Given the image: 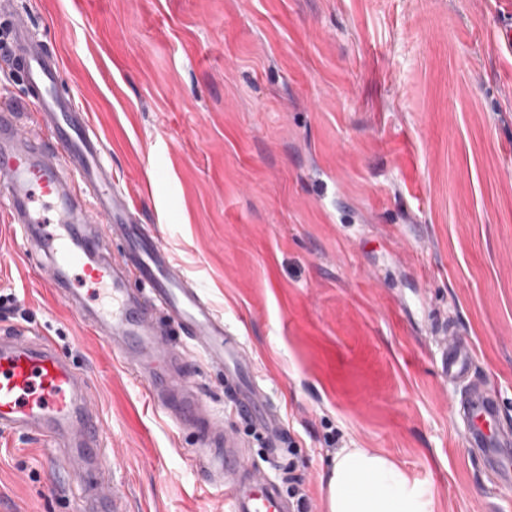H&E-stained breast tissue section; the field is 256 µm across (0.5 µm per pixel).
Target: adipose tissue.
I'll list each match as a JSON object with an SVG mask.
<instances>
[{
    "label": "adipose tissue",
    "instance_id": "ef3b65f1",
    "mask_svg": "<svg viewBox=\"0 0 512 512\" xmlns=\"http://www.w3.org/2000/svg\"><path fill=\"white\" fill-rule=\"evenodd\" d=\"M328 512H433L427 490L411 485L387 456L369 448L341 449L326 481Z\"/></svg>",
    "mask_w": 512,
    "mask_h": 512
}]
</instances>
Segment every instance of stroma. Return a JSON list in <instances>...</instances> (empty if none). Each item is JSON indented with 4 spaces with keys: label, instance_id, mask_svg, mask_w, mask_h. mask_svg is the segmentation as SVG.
I'll use <instances>...</instances> for the list:
<instances>
[{
    "label": "stroma",
    "instance_id": "35a3bbf8",
    "mask_svg": "<svg viewBox=\"0 0 512 512\" xmlns=\"http://www.w3.org/2000/svg\"><path fill=\"white\" fill-rule=\"evenodd\" d=\"M64 62L112 169L252 358L293 447L234 413L224 368L168 342L244 466L326 512L339 448H372L434 512H512L437 360L457 339L512 432V0H12ZM151 181L142 194L141 181ZM0 211V329L52 337L87 379L124 512H225L198 433L46 288ZM75 455L0 437V512H72Z\"/></svg>",
    "mask_w": 512,
    "mask_h": 512
}]
</instances>
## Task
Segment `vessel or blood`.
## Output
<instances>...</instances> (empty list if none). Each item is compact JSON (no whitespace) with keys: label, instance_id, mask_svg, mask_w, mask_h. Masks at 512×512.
<instances>
[{"label":"vessel or blood","instance_id":"b4317fda","mask_svg":"<svg viewBox=\"0 0 512 512\" xmlns=\"http://www.w3.org/2000/svg\"><path fill=\"white\" fill-rule=\"evenodd\" d=\"M5 41L4 50L14 55L27 88L24 101L43 119L41 134L27 133L18 124L16 106L0 103V192L8 199L14 233L28 250L49 258L54 274L48 284L73 317L121 360H133L149 401L173 409L177 425L202 435L199 461L229 478L230 512H291L274 481L243 474L232 437L214 438L183 371L173 365V351L163 347L160 323L173 324L208 361L239 377L249 363L240 342L201 285L178 270L158 234L132 210L89 112L72 95H59L62 58L30 36L29 19L19 13L11 14ZM102 225L125 241L121 261L103 252ZM132 274L142 281L144 296L128 290ZM82 283L91 284V291L81 293ZM473 363V348L463 342L442 353L438 368L461 389L458 414L466 446L511 482L512 465L502 464L512 453L501 438L497 397L471 386ZM86 387L85 376L49 339H33L18 329L0 332L1 431L37 433L53 453L76 434L87 453H97L103 424ZM232 399L237 414L252 422L268 447H279L282 417L265 393L240 377ZM88 486L83 512H98L111 500V477L89 475Z\"/></svg>","mask_w":512,"mask_h":512}]
</instances>
